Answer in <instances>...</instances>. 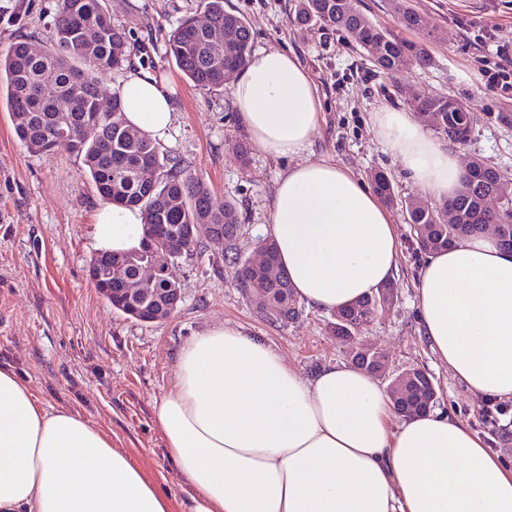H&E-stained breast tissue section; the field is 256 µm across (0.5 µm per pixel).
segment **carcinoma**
I'll return each instance as SVG.
<instances>
[{
	"instance_id": "1",
	"label": "carcinoma",
	"mask_w": 512,
	"mask_h": 512,
	"mask_svg": "<svg viewBox=\"0 0 512 512\" xmlns=\"http://www.w3.org/2000/svg\"><path fill=\"white\" fill-rule=\"evenodd\" d=\"M398 27L431 36L435 24L431 16L414 8L408 0H391ZM211 25L224 31L226 51L221 59L210 50L209 31L193 19L185 18L168 35L169 52L177 67L201 90L224 86V72L238 71L251 60L252 36L247 21L224 10V0H203ZM297 23L306 28L317 26L342 32L353 45L367 49L381 47L373 65L394 79L411 67L427 68L432 59L423 43L409 42L393 31L356 11L353 0H297L294 7ZM89 26L98 28L93 40L85 37ZM126 35L114 24L104 0H57L54 23L34 53L30 43H14L0 59V88L6 99L15 135L28 152L38 155L65 150L81 159L99 196L111 204L138 208L147 225L145 244L138 252L127 254V276L119 282L93 281L99 294L113 309L137 321L151 312L156 301L166 297L171 280L162 278L151 284L139 283L138 265L151 259L162 267L183 256H191L200 239L209 233V225L219 224L224 232V260L235 269L245 271L240 285L255 308L267 309L257 302L263 295L273 316L269 320L285 324L299 315L298 302L287 274L280 267L274 240L266 241L268 265L246 268L235 252L234 241L240 228L235 203H218L205 180L160 150L159 144L146 134L128 126L117 93L102 107L105 89L98 75L119 69L125 61ZM413 110L427 126L464 144L472 133L473 117L463 106L443 95L424 93ZM95 128L88 138L85 128ZM148 166L156 179L144 181L137 170ZM373 188L387 206L398 204L392 180L384 173L371 176ZM501 201V214L487 207V200ZM457 208L456 222H448V201L428 203L404 200L414 242L424 250H438L484 229L500 224L501 244L512 243V179L476 158L462 178L461 190L453 196ZM376 308L366 297L335 312L328 329L333 336H343V343L358 345L351 357L356 366L364 367L368 343L362 336L365 326L375 319ZM431 389L421 370L408 375L407 394H390L395 408L417 400Z\"/></svg>"
}]
</instances>
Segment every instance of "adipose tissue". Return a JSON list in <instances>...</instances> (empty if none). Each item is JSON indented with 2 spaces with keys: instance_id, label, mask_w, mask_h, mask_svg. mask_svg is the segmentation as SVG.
<instances>
[{
  "instance_id": "adipose-tissue-1",
  "label": "adipose tissue",
  "mask_w": 512,
  "mask_h": 512,
  "mask_svg": "<svg viewBox=\"0 0 512 512\" xmlns=\"http://www.w3.org/2000/svg\"><path fill=\"white\" fill-rule=\"evenodd\" d=\"M116 91L129 125L170 141L171 85L138 69ZM231 97L255 145L294 161L268 222L298 300L330 313L392 280L401 242L378 195L336 164L301 159L321 105L297 59L276 49L254 55ZM372 124L424 192L456 194L463 159L412 113L385 109ZM143 244L139 209L97 211V251ZM420 258L417 312L432 352L478 397L512 402V249L483 232ZM156 419L193 488L187 512H512V462L448 412L402 415L350 363L303 377L234 327H211L185 344ZM0 512L170 510L162 486L108 436L80 413L45 407L0 365Z\"/></svg>"
}]
</instances>
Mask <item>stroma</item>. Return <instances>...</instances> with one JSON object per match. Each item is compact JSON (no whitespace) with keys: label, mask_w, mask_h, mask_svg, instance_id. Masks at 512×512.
<instances>
[{"label":"stroma","mask_w":512,"mask_h":512,"mask_svg":"<svg viewBox=\"0 0 512 512\" xmlns=\"http://www.w3.org/2000/svg\"><path fill=\"white\" fill-rule=\"evenodd\" d=\"M434 19L425 46L427 69L412 68L397 78L372 67L366 53L331 28L300 29L292 20L295 0H224L252 31L253 51L293 54L311 75L321 102V122L308 161H330L363 180L387 173L399 197L422 191L381 145L373 112L410 111L424 92L445 95L466 106L476 120L463 160L483 159L512 177V127L486 119L512 113V91L488 87L480 68L512 55V0H412ZM115 26L125 31L122 69L100 74L114 91L126 71L142 65L170 82L175 132L163 149L199 173L216 201H236L241 229L235 247L254 254L270 237L268 211L280 176L291 159L252 148L242 162L233 145L247 139L229 89H197L178 69L167 46L181 18L201 15L200 0H105ZM56 0H0V56L16 41L40 43L55 16ZM104 204L81 160L63 150L34 155L17 139L7 103L0 98V364L20 373L45 406L82 414L125 450L142 472L164 480L171 512H183L190 489L168 459L155 412L174 374L178 354L193 336L224 324L260 337L301 375L311 376L346 354L328 330L331 314L300 305L287 325L267 322L238 288L220 249L202 242L194 255L172 268L182 288L176 313L162 322L142 323L114 310L89 278L94 216ZM403 243L392 280L393 308L365 330L370 344L389 353L388 372L411 367L426 371L437 391V408L490 439L512 459V403L505 414L488 417L478 398L434 357L418 323L414 281L420 257L400 207L390 210Z\"/></svg>","instance_id":"35a3bbf8"}]
</instances>
